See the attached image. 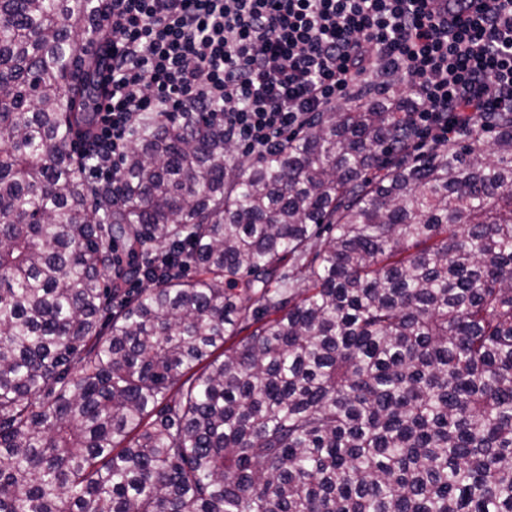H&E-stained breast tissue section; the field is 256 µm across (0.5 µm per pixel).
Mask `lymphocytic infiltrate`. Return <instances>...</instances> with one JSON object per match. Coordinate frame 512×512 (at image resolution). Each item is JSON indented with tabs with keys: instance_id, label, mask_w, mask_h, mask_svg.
Masks as SVG:
<instances>
[{
	"instance_id": "f902f5d3",
	"label": "lymphocytic infiltrate",
	"mask_w": 512,
	"mask_h": 512,
	"mask_svg": "<svg viewBox=\"0 0 512 512\" xmlns=\"http://www.w3.org/2000/svg\"><path fill=\"white\" fill-rule=\"evenodd\" d=\"M97 120L77 144L118 179L135 120L205 114L276 151L369 76L404 85L417 149L512 112V0H108Z\"/></svg>"
}]
</instances>
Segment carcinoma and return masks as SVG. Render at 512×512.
Listing matches in <instances>:
<instances>
[{
    "mask_svg": "<svg viewBox=\"0 0 512 512\" xmlns=\"http://www.w3.org/2000/svg\"><path fill=\"white\" fill-rule=\"evenodd\" d=\"M104 10L0 0V512H512V112L413 155L359 95L250 160L146 115L94 184ZM190 254V246L180 244L170 249L149 252L147 263L154 262L166 271L172 268L182 270L190 264Z\"/></svg>",
    "mask_w": 512,
    "mask_h": 512,
    "instance_id": "cac0c4a2",
    "label": "carcinoma"
}]
</instances>
